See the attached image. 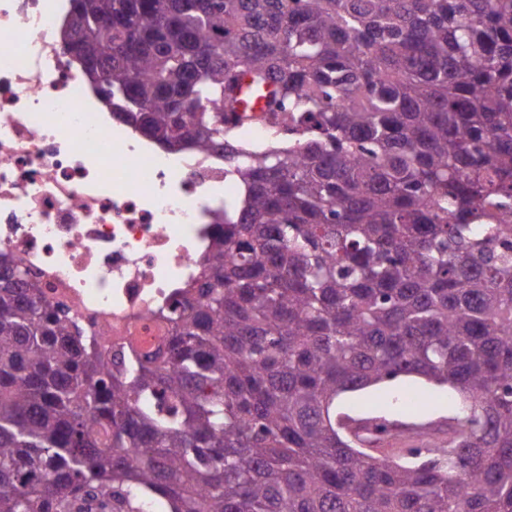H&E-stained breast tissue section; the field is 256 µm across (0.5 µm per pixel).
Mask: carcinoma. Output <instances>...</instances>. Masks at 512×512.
Wrapping results in <instances>:
<instances>
[{
    "mask_svg": "<svg viewBox=\"0 0 512 512\" xmlns=\"http://www.w3.org/2000/svg\"><path fill=\"white\" fill-rule=\"evenodd\" d=\"M70 14L112 111L224 151L240 196L152 364L0 257V512H512V0ZM408 377L460 397L422 466L336 428V399Z\"/></svg>",
    "mask_w": 512,
    "mask_h": 512,
    "instance_id": "1",
    "label": "carcinoma"
}]
</instances>
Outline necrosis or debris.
Wrapping results in <instances>:
<instances>
[{
  "mask_svg": "<svg viewBox=\"0 0 512 512\" xmlns=\"http://www.w3.org/2000/svg\"><path fill=\"white\" fill-rule=\"evenodd\" d=\"M70 0H0V254L109 349L148 359L198 277L224 158L167 150L118 119L60 33Z\"/></svg>",
  "mask_w": 512,
  "mask_h": 512,
  "instance_id": "4bbe7bcc",
  "label": "necrosis or debris"
}]
</instances>
